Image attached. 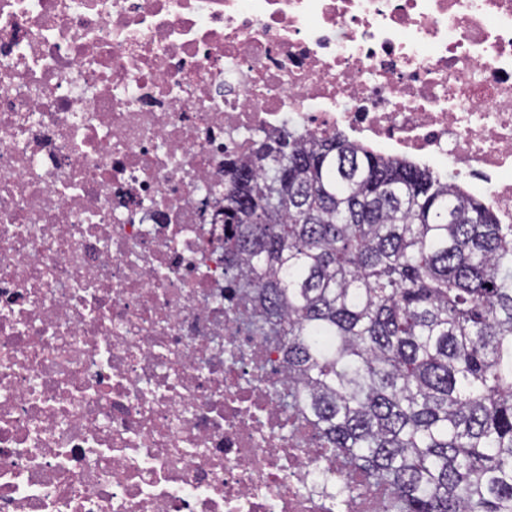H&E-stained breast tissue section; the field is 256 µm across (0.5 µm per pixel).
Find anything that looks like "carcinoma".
I'll return each mask as SVG.
<instances>
[{
  "label": "carcinoma",
  "mask_w": 512,
  "mask_h": 512,
  "mask_svg": "<svg viewBox=\"0 0 512 512\" xmlns=\"http://www.w3.org/2000/svg\"><path fill=\"white\" fill-rule=\"evenodd\" d=\"M224 194L243 323L391 512H512V224L343 136L254 142Z\"/></svg>",
  "instance_id": "obj_1"
}]
</instances>
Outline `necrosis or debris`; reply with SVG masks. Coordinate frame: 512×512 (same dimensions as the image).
I'll return each mask as SVG.
<instances>
[{
    "label": "necrosis or debris",
    "instance_id": "1",
    "mask_svg": "<svg viewBox=\"0 0 512 512\" xmlns=\"http://www.w3.org/2000/svg\"><path fill=\"white\" fill-rule=\"evenodd\" d=\"M288 126L512 224V0H0V512H387L224 299V162Z\"/></svg>",
    "mask_w": 512,
    "mask_h": 512
}]
</instances>
